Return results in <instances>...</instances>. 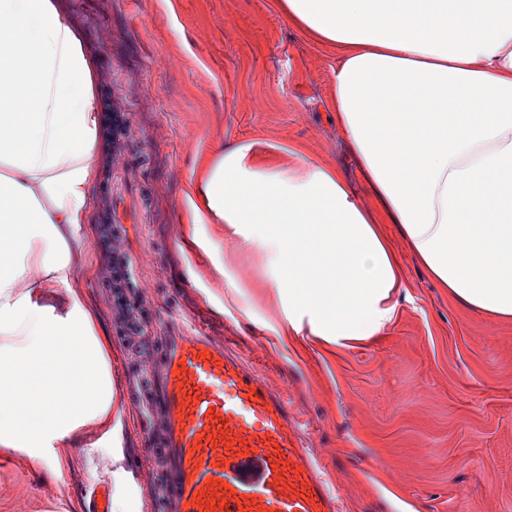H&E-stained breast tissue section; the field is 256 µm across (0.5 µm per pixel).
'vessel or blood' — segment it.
I'll return each instance as SVG.
<instances>
[{"instance_id":"obj_1","label":"vessel or blood","mask_w":512,"mask_h":512,"mask_svg":"<svg viewBox=\"0 0 512 512\" xmlns=\"http://www.w3.org/2000/svg\"><path fill=\"white\" fill-rule=\"evenodd\" d=\"M165 365L175 512H200L213 492L231 512H342L283 394L204 325L176 337Z\"/></svg>"}]
</instances>
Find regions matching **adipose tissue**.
<instances>
[{
	"label": "adipose tissue",
	"instance_id": "obj_1",
	"mask_svg": "<svg viewBox=\"0 0 512 512\" xmlns=\"http://www.w3.org/2000/svg\"><path fill=\"white\" fill-rule=\"evenodd\" d=\"M339 48L332 121L377 202L296 146L219 148L189 224L263 257L295 332L339 345L394 319V225L468 309L512 319V0H277ZM97 64L57 0H0V446L51 479L92 425L120 447L106 347L77 291L97 177Z\"/></svg>",
	"mask_w": 512,
	"mask_h": 512
}]
</instances>
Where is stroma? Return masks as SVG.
<instances>
[{
	"instance_id": "obj_1",
	"label": "stroma",
	"mask_w": 512,
	"mask_h": 512,
	"mask_svg": "<svg viewBox=\"0 0 512 512\" xmlns=\"http://www.w3.org/2000/svg\"><path fill=\"white\" fill-rule=\"evenodd\" d=\"M61 3L138 129L112 203L155 303L154 330L204 318L254 365L305 423L343 512H512V319L456 302L401 244L407 289L385 330L346 346L294 336L272 289L229 296L210 252L190 238L212 242L245 281L260 254L226 241L223 225L181 221L196 161L242 142L302 145L368 198L329 119L335 49L288 25L276 0H171L168 11L158 0ZM85 259L77 280L109 345L121 445L92 458L58 449L55 484L0 447V512H89L102 485L120 487L128 512H156L149 424L131 400L94 251Z\"/></svg>"
}]
</instances>
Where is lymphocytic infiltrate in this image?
<instances>
[{"mask_svg": "<svg viewBox=\"0 0 512 512\" xmlns=\"http://www.w3.org/2000/svg\"><path fill=\"white\" fill-rule=\"evenodd\" d=\"M101 168L112 176L124 167L127 153L136 139L135 126L121 104L106 98L102 104ZM98 221L92 248L98 261V278L109 292L112 321L124 338L129 360L127 382L134 403L151 426L152 495L171 505L169 476L176 462L174 449L167 446L168 425L162 398V370L155 358L159 338L149 333L153 303L128 252L126 237L112 217V197L102 195L97 201Z\"/></svg>", "mask_w": 512, "mask_h": 512, "instance_id": "lymphocytic-infiltrate-1", "label": "lymphocytic infiltrate"}]
</instances>
